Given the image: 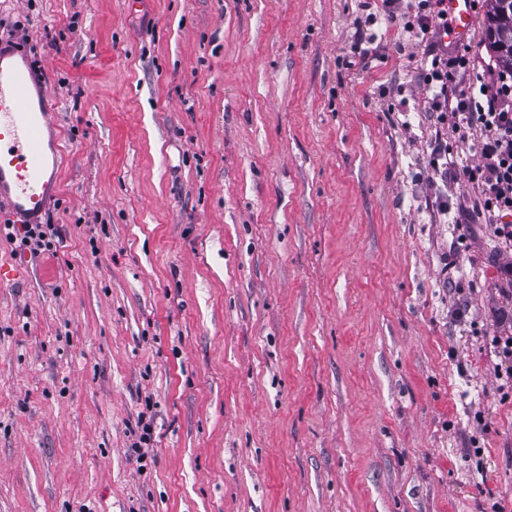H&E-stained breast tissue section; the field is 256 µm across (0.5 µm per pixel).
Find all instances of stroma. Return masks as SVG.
I'll use <instances>...</instances> for the list:
<instances>
[{
  "label": "stroma",
  "mask_w": 512,
  "mask_h": 512,
  "mask_svg": "<svg viewBox=\"0 0 512 512\" xmlns=\"http://www.w3.org/2000/svg\"><path fill=\"white\" fill-rule=\"evenodd\" d=\"M381 15L0 0L62 149L55 250L0 235V512H512L506 258Z\"/></svg>",
  "instance_id": "obj_1"
}]
</instances>
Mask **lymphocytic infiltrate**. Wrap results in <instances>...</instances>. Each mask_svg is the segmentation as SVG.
I'll list each match as a JSON object with an SVG mask.
<instances>
[{
    "label": "lymphocytic infiltrate",
    "instance_id": "f902f5d3",
    "mask_svg": "<svg viewBox=\"0 0 512 512\" xmlns=\"http://www.w3.org/2000/svg\"><path fill=\"white\" fill-rule=\"evenodd\" d=\"M403 22L424 48L422 80L436 114L429 144L434 173L474 190L481 215L504 249H511L512 73H492L468 52L451 57L436 51L430 35L448 27L443 0H417L413 14ZM459 76L468 79V91L454 90ZM452 142L473 152L475 162L460 163L448 150Z\"/></svg>",
    "mask_w": 512,
    "mask_h": 512
}]
</instances>
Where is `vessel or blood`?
I'll return each instance as SVG.
<instances>
[{
	"label": "vessel or blood",
	"instance_id": "1",
	"mask_svg": "<svg viewBox=\"0 0 512 512\" xmlns=\"http://www.w3.org/2000/svg\"><path fill=\"white\" fill-rule=\"evenodd\" d=\"M472 0H445L452 39L469 40ZM50 95L20 44L0 42V207L14 224L38 223L47 211L45 189L53 178L45 147Z\"/></svg>",
	"mask_w": 512,
	"mask_h": 512
}]
</instances>
